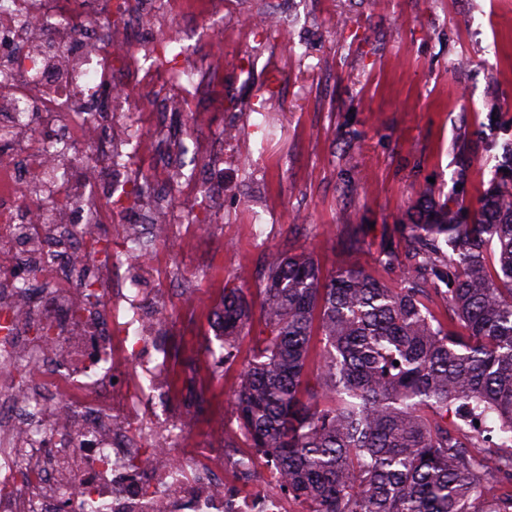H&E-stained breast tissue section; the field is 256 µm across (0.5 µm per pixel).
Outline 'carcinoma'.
Listing matches in <instances>:
<instances>
[{
	"instance_id": "obj_1",
	"label": "carcinoma",
	"mask_w": 512,
	"mask_h": 512,
	"mask_svg": "<svg viewBox=\"0 0 512 512\" xmlns=\"http://www.w3.org/2000/svg\"><path fill=\"white\" fill-rule=\"evenodd\" d=\"M396 232L405 252L389 239L375 265L406 259L398 288L325 276L306 250L270 257L236 394L242 465L271 461L312 512H512V147L475 204L425 185ZM218 316L217 366L250 330L243 289Z\"/></svg>"
}]
</instances>
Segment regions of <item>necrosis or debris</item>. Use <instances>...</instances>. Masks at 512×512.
I'll list each match as a JSON object with an SVG mask.
<instances>
[{
	"label": "necrosis or debris",
	"mask_w": 512,
	"mask_h": 512,
	"mask_svg": "<svg viewBox=\"0 0 512 512\" xmlns=\"http://www.w3.org/2000/svg\"><path fill=\"white\" fill-rule=\"evenodd\" d=\"M191 24L184 0H0V512H285L275 467L243 476L234 448L180 461L193 409L168 404L161 304L92 246L94 228L133 225L156 277L160 249L198 236L172 238L154 209L123 204L164 115L210 89ZM142 86L165 89L149 133L132 105ZM120 338L148 386L114 368Z\"/></svg>",
	"instance_id": "1"
}]
</instances>
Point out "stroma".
<instances>
[{
    "instance_id": "35a3bbf8",
    "label": "stroma",
    "mask_w": 512,
    "mask_h": 512,
    "mask_svg": "<svg viewBox=\"0 0 512 512\" xmlns=\"http://www.w3.org/2000/svg\"><path fill=\"white\" fill-rule=\"evenodd\" d=\"M275 4L224 0L222 38L198 44L193 57L223 79L199 110L169 121L171 141L212 142L215 156L181 160L200 163L222 202L173 260L163 305L172 397L194 406L193 448L237 430L235 393L261 328L253 322L237 358L215 367L204 351L209 308L225 289L260 302L273 252L310 249L327 275L370 267L422 185L472 200L512 139V0H289L285 24L248 26ZM230 121L237 135L226 142ZM466 137L479 149L461 188L457 144ZM185 290L199 307L182 301Z\"/></svg>"
}]
</instances>
